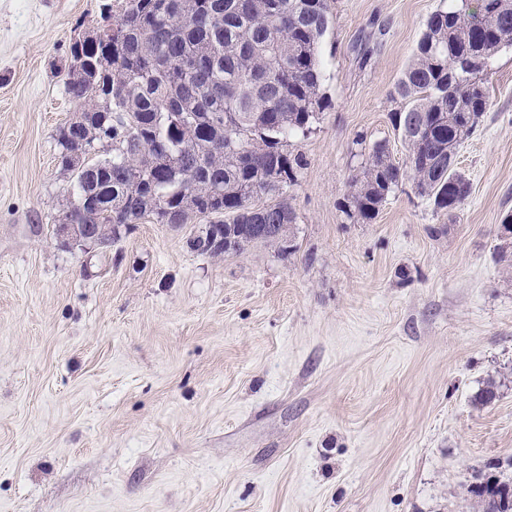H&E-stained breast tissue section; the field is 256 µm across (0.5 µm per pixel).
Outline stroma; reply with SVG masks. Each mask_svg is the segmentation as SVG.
<instances>
[{
	"label": "stroma",
	"instance_id": "obj_1",
	"mask_svg": "<svg viewBox=\"0 0 512 512\" xmlns=\"http://www.w3.org/2000/svg\"><path fill=\"white\" fill-rule=\"evenodd\" d=\"M107 1L0 0V512H480L475 474L512 458V46L455 212L407 180L344 212L375 143L404 162L392 91L451 0H331L294 252L202 254L196 223L68 251L62 69Z\"/></svg>",
	"mask_w": 512,
	"mask_h": 512
}]
</instances>
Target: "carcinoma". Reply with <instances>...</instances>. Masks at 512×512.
<instances>
[{
    "label": "carcinoma",
    "mask_w": 512,
    "mask_h": 512,
    "mask_svg": "<svg viewBox=\"0 0 512 512\" xmlns=\"http://www.w3.org/2000/svg\"><path fill=\"white\" fill-rule=\"evenodd\" d=\"M333 24L329 0H125L112 38L85 52L82 72L68 74L67 94L81 117L68 142L112 147L72 170L77 190L120 203L108 218H81L111 233L109 224L206 226L191 249L221 256L248 244L296 249V214L284 189L306 165L288 149L307 135L328 106L322 92L321 40ZM512 46V0H458L427 19L393 96L404 106L393 124L407 149L396 164L384 143L350 182L345 213L372 220L404 179L415 192L451 212L469 197L457 170L460 144L490 107L489 60ZM222 191L214 206L209 192ZM264 196L266 207L253 199ZM222 228L225 246L208 247L207 226ZM481 512H512V482L490 462L469 489Z\"/></svg>",
    "instance_id": "cac0c4a2"
}]
</instances>
